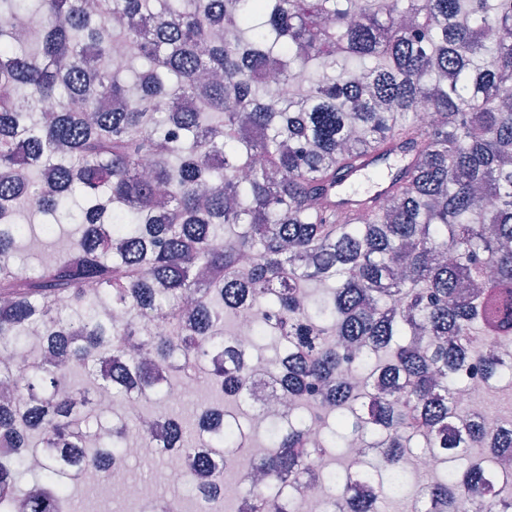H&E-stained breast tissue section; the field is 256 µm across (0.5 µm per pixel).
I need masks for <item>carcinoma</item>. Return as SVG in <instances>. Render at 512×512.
<instances>
[{
  "label": "carcinoma",
  "instance_id": "cac0c4a2",
  "mask_svg": "<svg viewBox=\"0 0 512 512\" xmlns=\"http://www.w3.org/2000/svg\"><path fill=\"white\" fill-rule=\"evenodd\" d=\"M150 2L0 0V512H63L74 475L108 473L161 419L220 489L224 449L248 447L237 417L212 400L209 428L189 427L146 404L200 379L247 396L267 340L290 407L246 465L267 478L249 512L336 483L312 463L355 434L377 472L405 470L420 440L452 462L488 443L512 458V421L459 406L472 369L512 374L473 341L512 336V0ZM272 64L306 73L286 101ZM391 153L407 163L390 191L336 212V179ZM65 217L64 254L14 261ZM243 309L253 343L227 350ZM103 395L117 421L90 446ZM31 448L48 449L36 471ZM510 483L472 459L425 482L416 512H512ZM339 488L330 512H380Z\"/></svg>",
  "mask_w": 512,
  "mask_h": 512
}]
</instances>
